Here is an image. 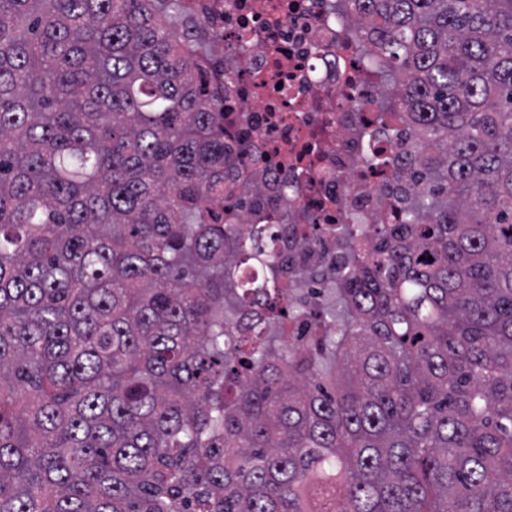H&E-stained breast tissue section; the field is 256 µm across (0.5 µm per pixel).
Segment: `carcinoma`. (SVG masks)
Here are the masks:
<instances>
[{"label":"carcinoma","mask_w":512,"mask_h":512,"mask_svg":"<svg viewBox=\"0 0 512 512\" xmlns=\"http://www.w3.org/2000/svg\"><path fill=\"white\" fill-rule=\"evenodd\" d=\"M347 2L424 149L309 308L183 0H0V512H512V0Z\"/></svg>","instance_id":"cac0c4a2"}]
</instances>
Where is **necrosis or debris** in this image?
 <instances>
[{
  "label": "necrosis or debris",
  "mask_w": 512,
  "mask_h": 512,
  "mask_svg": "<svg viewBox=\"0 0 512 512\" xmlns=\"http://www.w3.org/2000/svg\"><path fill=\"white\" fill-rule=\"evenodd\" d=\"M187 26L204 24L214 63L208 90L224 115V138L245 139L250 156L224 169L248 185L244 206L224 208V225L272 224L281 249L305 229L315 257L295 254L288 283L322 302L347 252L335 233L392 223L399 207L386 177L365 160L380 142L390 160L422 142L401 118L377 124L397 83L384 58L370 59L346 0H184Z\"/></svg>",
  "instance_id": "4bbe7bcc"
}]
</instances>
